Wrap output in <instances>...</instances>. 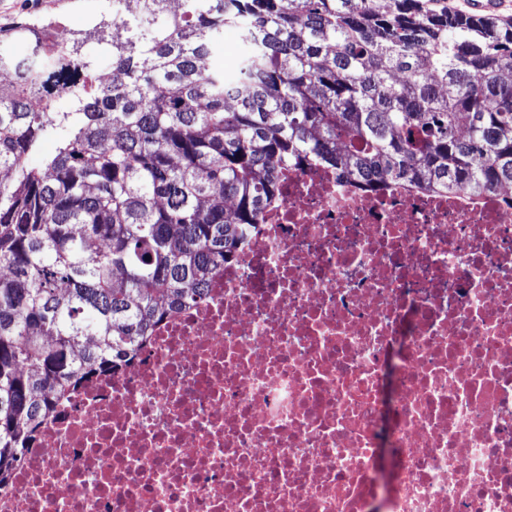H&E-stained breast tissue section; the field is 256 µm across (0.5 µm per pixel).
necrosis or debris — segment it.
Segmentation results:
<instances>
[{"label": "necrosis or debris", "instance_id": "4bbe7bcc", "mask_svg": "<svg viewBox=\"0 0 512 512\" xmlns=\"http://www.w3.org/2000/svg\"><path fill=\"white\" fill-rule=\"evenodd\" d=\"M505 197L289 169L204 301L46 422L0 512H512Z\"/></svg>", "mask_w": 512, "mask_h": 512}]
</instances>
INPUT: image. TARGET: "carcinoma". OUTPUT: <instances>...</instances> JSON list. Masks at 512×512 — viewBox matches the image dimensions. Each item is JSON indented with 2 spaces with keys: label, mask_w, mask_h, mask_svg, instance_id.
<instances>
[{
  "label": "carcinoma",
  "mask_w": 512,
  "mask_h": 512,
  "mask_svg": "<svg viewBox=\"0 0 512 512\" xmlns=\"http://www.w3.org/2000/svg\"><path fill=\"white\" fill-rule=\"evenodd\" d=\"M114 82L0 27V494L45 423L199 303L288 167L359 188L512 186V22L448 0H188ZM238 32L232 75L216 44ZM54 143L43 166L29 156ZM233 201L224 209L222 199Z\"/></svg>",
  "instance_id": "obj_1"
}]
</instances>
